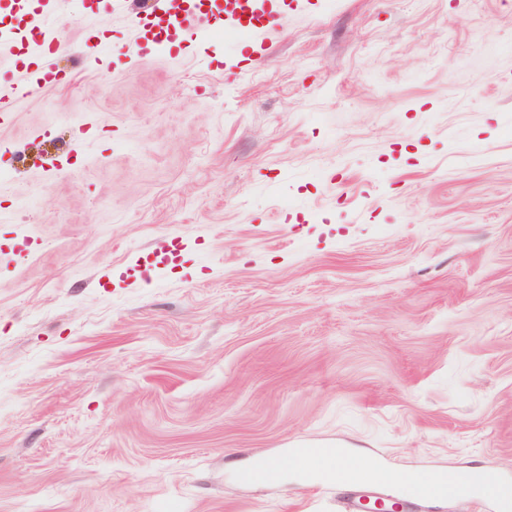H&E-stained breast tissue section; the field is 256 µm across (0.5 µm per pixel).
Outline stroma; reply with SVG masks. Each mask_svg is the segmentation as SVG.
Listing matches in <instances>:
<instances>
[{
	"label": "stroma",
	"mask_w": 512,
	"mask_h": 512,
	"mask_svg": "<svg viewBox=\"0 0 512 512\" xmlns=\"http://www.w3.org/2000/svg\"><path fill=\"white\" fill-rule=\"evenodd\" d=\"M109 2L0 122V512H336L299 444L512 481V0H279L260 56Z\"/></svg>",
	"instance_id": "obj_1"
}]
</instances>
